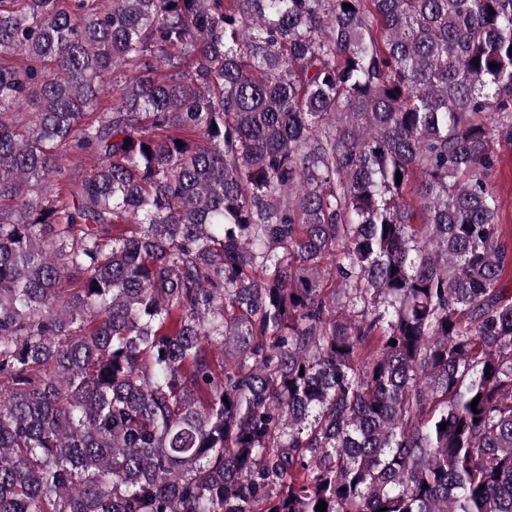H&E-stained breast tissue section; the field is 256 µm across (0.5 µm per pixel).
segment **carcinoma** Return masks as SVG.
Masks as SVG:
<instances>
[{"mask_svg": "<svg viewBox=\"0 0 512 512\" xmlns=\"http://www.w3.org/2000/svg\"><path fill=\"white\" fill-rule=\"evenodd\" d=\"M511 48L512 0H0V512H512ZM498 163L491 172L490 184L501 200L498 221L504 235L512 237V147L497 148Z\"/></svg>", "mask_w": 512, "mask_h": 512, "instance_id": "carcinoma-1", "label": "carcinoma"}]
</instances>
